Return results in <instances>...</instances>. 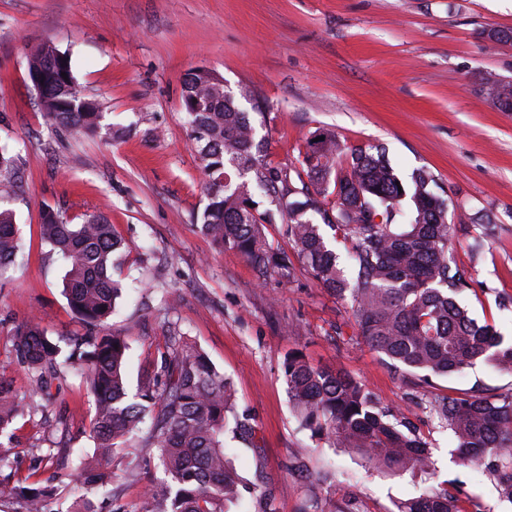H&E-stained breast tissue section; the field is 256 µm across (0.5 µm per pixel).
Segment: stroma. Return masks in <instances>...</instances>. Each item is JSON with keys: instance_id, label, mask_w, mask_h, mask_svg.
Here are the masks:
<instances>
[{"instance_id": "1", "label": "stroma", "mask_w": 512, "mask_h": 512, "mask_svg": "<svg viewBox=\"0 0 512 512\" xmlns=\"http://www.w3.org/2000/svg\"><path fill=\"white\" fill-rule=\"evenodd\" d=\"M512 0H0V146L21 181L6 206L21 228L23 258L0 276V376L30 388L10 331L40 315L70 353L84 324L62 294L64 267L41 236L52 208L73 222L104 214L133 250L123 296L109 322L127 336L129 379L153 374L166 338L182 335L229 377L255 439L226 438L245 480L261 473L273 495L248 492L242 512H397L400 501L446 482L483 512H512L494 485L455 455L457 439L430 412L431 389L367 346L350 300L303 267L259 279L237 252L219 249L193 224L208 202L205 176L181 108L189 70L207 65L233 92L263 97L252 113L266 159L296 163L318 131L349 145L379 144L401 175L430 170L448 200L451 255L468 267L461 300L479 323L512 338V112L486 89L512 81ZM51 45L69 56L82 93L104 121L78 134L49 120L28 76V58ZM495 225L472 261L467 243ZM178 305L166 312L168 295ZM301 352L318 367L363 380L398 407L431 445V474L382 472L357 454L300 428L283 362ZM59 405L19 420L9 484L54 473L42 455L92 452L91 397L76 369L58 380ZM437 387L512 393V374L480 363Z\"/></svg>"}]
</instances>
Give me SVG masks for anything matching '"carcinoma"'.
I'll return each instance as SVG.
<instances>
[{
    "label": "carcinoma",
    "instance_id": "obj_1",
    "mask_svg": "<svg viewBox=\"0 0 512 512\" xmlns=\"http://www.w3.org/2000/svg\"><path fill=\"white\" fill-rule=\"evenodd\" d=\"M28 73L40 78L41 106L55 123L92 132L102 121L98 105L79 91L68 57L50 45L34 51ZM487 95L512 111V82H497ZM182 110L207 177L208 203L199 230L220 247L239 252L261 277H293L291 254L333 295L350 297L360 335L373 349L426 385L464 373L479 362L512 373V342L504 343L489 324H480L459 297L469 289L467 271L449 255L448 204L423 168L410 182L396 173L378 145L348 146L324 134L318 151L308 142L293 168L264 159L263 141L249 112L236 97L224 96V80L198 68L184 81ZM15 156L0 147V199L18 181ZM282 224L293 253L270 243L266 225ZM339 229L351 240L346 257L334 251L321 228ZM42 234L65 265L63 288L74 313L90 333L61 357L58 343L32 316L11 330L18 365L31 380L20 395L0 376V438L12 439L14 425L47 407L51 382L60 367H78L94 401L90 438L93 454L60 476L75 494L68 512H97L88 494L112 497L116 457L128 458L125 474L148 476L146 512H232L241 507L245 481L224 446V428L248 442L254 428L235 409V390L206 356L173 336L160 367L129 395V343L105 332L122 295L114 279L115 256L128 245L105 215L72 224L46 208ZM494 226L481 225L469 243L480 259ZM23 253L19 225L0 209V275ZM283 375L301 427L359 454L377 470L427 473L433 460L426 438L412 430L397 408L384 404L365 383L341 370L314 368L290 353ZM433 417L457 438V456L494 484L512 504V395L483 390L434 394ZM158 449L157 466L166 479L149 478L132 455ZM55 491L34 480L0 486V498L17 497L23 512H48ZM398 512H461L457 494L446 487L400 503Z\"/></svg>",
    "mask_w": 512,
    "mask_h": 512
}]
</instances>
